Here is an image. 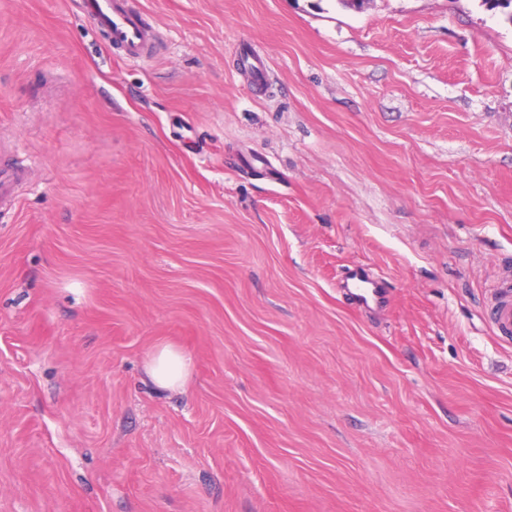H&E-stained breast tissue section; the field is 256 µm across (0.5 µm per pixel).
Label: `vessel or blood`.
I'll return each instance as SVG.
<instances>
[{
  "instance_id": "vessel-or-blood-1",
  "label": "vessel or blood",
  "mask_w": 512,
  "mask_h": 512,
  "mask_svg": "<svg viewBox=\"0 0 512 512\" xmlns=\"http://www.w3.org/2000/svg\"><path fill=\"white\" fill-rule=\"evenodd\" d=\"M89 18L96 29L104 31L109 41L124 49L132 59L144 57L149 50L150 32L138 12L126 7L123 0H89ZM351 295L369 302L382 295L380 285L370 275L357 273L345 282ZM490 321L496 334L512 335V278L497 282Z\"/></svg>"
}]
</instances>
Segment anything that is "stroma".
Wrapping results in <instances>:
<instances>
[{
    "label": "stroma",
    "mask_w": 512,
    "mask_h": 512,
    "mask_svg": "<svg viewBox=\"0 0 512 512\" xmlns=\"http://www.w3.org/2000/svg\"><path fill=\"white\" fill-rule=\"evenodd\" d=\"M128 4L0 0V512H512V23ZM89 19L94 27L104 31L109 41L124 49L132 59L144 57L149 50L150 32L141 15L130 10L124 0H87ZM344 288L362 303L379 299L382 291L379 282L368 274L356 273L347 278ZM490 321L499 336L512 335V278L510 276L499 280L494 286ZM145 371L158 387L183 391L190 376L191 360L171 345H159L150 353Z\"/></svg>",
    "instance_id": "stroma-1"
}]
</instances>
